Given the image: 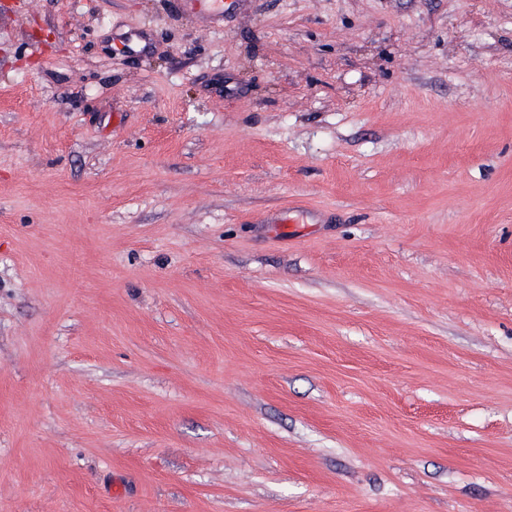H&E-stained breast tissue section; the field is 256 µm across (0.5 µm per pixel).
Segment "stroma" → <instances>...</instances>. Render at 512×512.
<instances>
[{
    "label": "stroma",
    "instance_id": "35a3bbf8",
    "mask_svg": "<svg viewBox=\"0 0 512 512\" xmlns=\"http://www.w3.org/2000/svg\"><path fill=\"white\" fill-rule=\"evenodd\" d=\"M0 512H512V0H0Z\"/></svg>",
    "mask_w": 512,
    "mask_h": 512
}]
</instances>
